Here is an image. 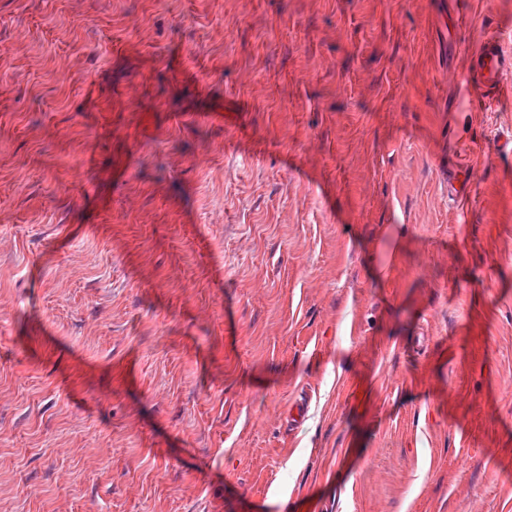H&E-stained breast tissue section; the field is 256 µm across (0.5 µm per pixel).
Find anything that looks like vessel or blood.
I'll list each match as a JSON object with an SVG mask.
<instances>
[{"label":"vessel or blood","mask_w":512,"mask_h":512,"mask_svg":"<svg viewBox=\"0 0 512 512\" xmlns=\"http://www.w3.org/2000/svg\"><path fill=\"white\" fill-rule=\"evenodd\" d=\"M467 72L472 85L483 97L499 98L512 94V85L506 81L512 73V57L508 56L496 36L487 37L468 58Z\"/></svg>","instance_id":"obj_1"}]
</instances>
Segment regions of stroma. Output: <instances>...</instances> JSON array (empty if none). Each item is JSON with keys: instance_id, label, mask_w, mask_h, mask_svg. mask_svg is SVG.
I'll return each mask as SVG.
<instances>
[{"instance_id": "1", "label": "stroma", "mask_w": 512, "mask_h": 512, "mask_svg": "<svg viewBox=\"0 0 512 512\" xmlns=\"http://www.w3.org/2000/svg\"><path fill=\"white\" fill-rule=\"evenodd\" d=\"M491 32L512 0H0V512H512ZM466 70L472 85L481 91L484 98L512 94V85L506 82V76L512 70V58L505 53L496 36L487 37L471 53Z\"/></svg>"}]
</instances>
